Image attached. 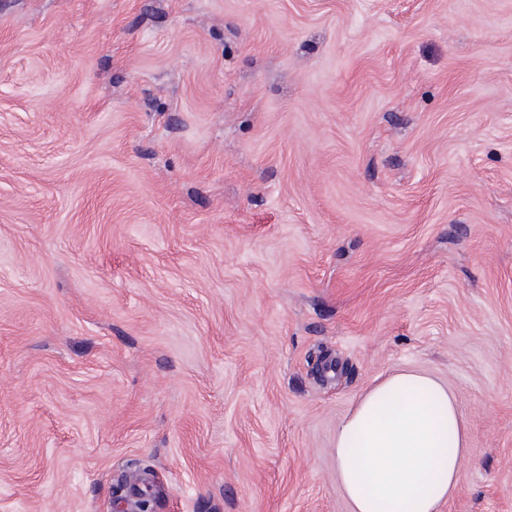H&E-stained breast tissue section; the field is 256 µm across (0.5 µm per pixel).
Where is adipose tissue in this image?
Returning <instances> with one entry per match:
<instances>
[{"label":"adipose tissue","instance_id":"1","mask_svg":"<svg viewBox=\"0 0 512 512\" xmlns=\"http://www.w3.org/2000/svg\"><path fill=\"white\" fill-rule=\"evenodd\" d=\"M334 453L351 512H440L460 488L467 429L447 384L399 372L361 392Z\"/></svg>","mask_w":512,"mask_h":512}]
</instances>
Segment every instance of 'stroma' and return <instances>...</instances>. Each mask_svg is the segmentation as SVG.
I'll use <instances>...</instances> for the list:
<instances>
[{"label":"stroma","mask_w":512,"mask_h":512,"mask_svg":"<svg viewBox=\"0 0 512 512\" xmlns=\"http://www.w3.org/2000/svg\"><path fill=\"white\" fill-rule=\"evenodd\" d=\"M405 369L512 512V0H0V512H348Z\"/></svg>","instance_id":"1"}]
</instances>
